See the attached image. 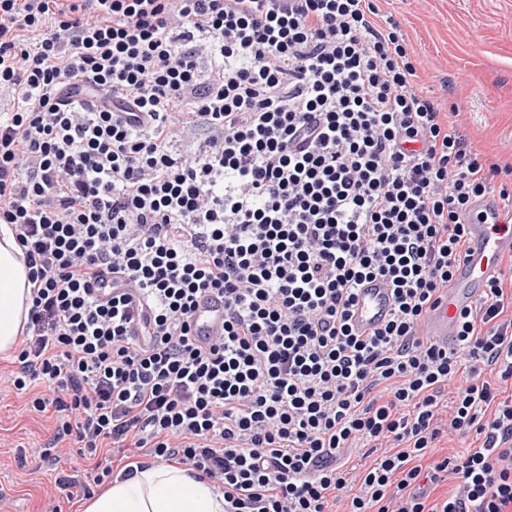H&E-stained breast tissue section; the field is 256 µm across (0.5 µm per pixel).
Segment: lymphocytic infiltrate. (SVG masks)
<instances>
[{
	"label": "lymphocytic infiltrate",
	"mask_w": 512,
	"mask_h": 512,
	"mask_svg": "<svg viewBox=\"0 0 512 512\" xmlns=\"http://www.w3.org/2000/svg\"><path fill=\"white\" fill-rule=\"evenodd\" d=\"M417 77L373 0H0V224L31 284L6 379L62 456L138 449L224 512H512V267L453 348L422 336L465 213L512 209L489 180L512 162ZM377 276L395 304L363 334ZM453 437L473 443L421 467ZM349 448L373 457L353 476ZM393 308L392 290L381 279L365 281L356 291L353 321L360 330L385 324ZM224 327V301L216 296L198 300L193 315V334L198 342L209 343Z\"/></svg>",
	"instance_id": "lymphocytic-infiltrate-1"
}]
</instances>
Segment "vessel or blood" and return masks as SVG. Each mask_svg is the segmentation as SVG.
Masks as SVG:
<instances>
[{
	"instance_id": "1",
	"label": "vessel or blood",
	"mask_w": 512,
	"mask_h": 512,
	"mask_svg": "<svg viewBox=\"0 0 512 512\" xmlns=\"http://www.w3.org/2000/svg\"><path fill=\"white\" fill-rule=\"evenodd\" d=\"M469 248L456 264L453 281L438 305L429 313L426 325L431 336L453 343L459 312L475 304L488 278L500 268L504 257L512 256V211L485 197L466 215ZM392 290L380 279L365 281L356 291L353 321L368 330L385 324L392 312ZM224 327V303L215 296L198 300L193 315V333L200 343H208Z\"/></svg>"
}]
</instances>
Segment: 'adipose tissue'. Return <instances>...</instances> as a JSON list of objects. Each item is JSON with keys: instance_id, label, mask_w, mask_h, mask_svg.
<instances>
[{"instance_id": "obj_1", "label": "adipose tissue", "mask_w": 512, "mask_h": 512, "mask_svg": "<svg viewBox=\"0 0 512 512\" xmlns=\"http://www.w3.org/2000/svg\"><path fill=\"white\" fill-rule=\"evenodd\" d=\"M29 270L8 227L0 228V354L15 348L31 303ZM79 512H224V496L181 465L143 463L133 474L115 472L108 486L83 499Z\"/></svg>"}]
</instances>
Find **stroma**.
<instances>
[{
    "label": "stroma",
    "mask_w": 512,
    "mask_h": 512,
    "mask_svg": "<svg viewBox=\"0 0 512 512\" xmlns=\"http://www.w3.org/2000/svg\"><path fill=\"white\" fill-rule=\"evenodd\" d=\"M377 6L399 23L421 89L455 113L474 151L512 157V0H378ZM25 403L0 384V498L9 512H44L51 500L61 512H77L82 488L68 495L55 479L92 464L77 456L55 467L43 460L53 419L27 411Z\"/></svg>",
    "instance_id": "35a3bbf8"
}]
</instances>
